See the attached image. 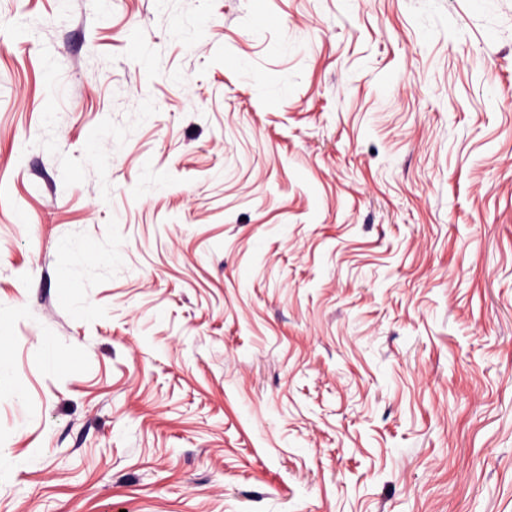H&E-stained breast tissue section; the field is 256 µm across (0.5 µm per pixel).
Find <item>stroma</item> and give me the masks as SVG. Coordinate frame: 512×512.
Wrapping results in <instances>:
<instances>
[{"label": "stroma", "instance_id": "stroma-1", "mask_svg": "<svg viewBox=\"0 0 512 512\" xmlns=\"http://www.w3.org/2000/svg\"><path fill=\"white\" fill-rule=\"evenodd\" d=\"M0 512H512V0H0Z\"/></svg>", "mask_w": 512, "mask_h": 512}]
</instances>
